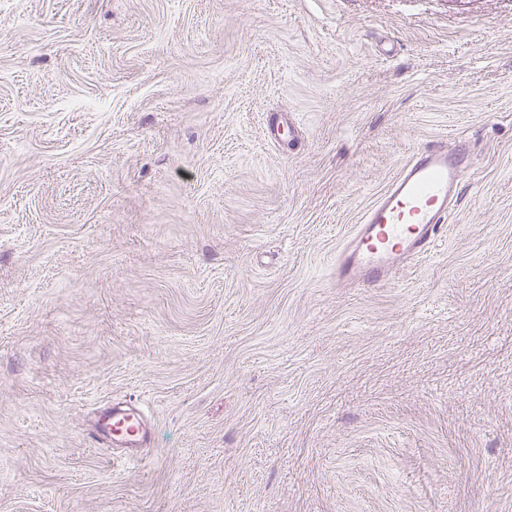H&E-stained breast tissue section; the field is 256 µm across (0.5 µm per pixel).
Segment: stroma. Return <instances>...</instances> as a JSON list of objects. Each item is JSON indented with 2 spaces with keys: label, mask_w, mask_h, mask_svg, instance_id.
Masks as SVG:
<instances>
[{
  "label": "stroma",
  "mask_w": 512,
  "mask_h": 512,
  "mask_svg": "<svg viewBox=\"0 0 512 512\" xmlns=\"http://www.w3.org/2000/svg\"><path fill=\"white\" fill-rule=\"evenodd\" d=\"M437 138L433 252L336 286ZM0 512H512V0H0ZM90 439L94 444L112 441L113 446L128 449L134 454L146 442V425L136 407H115L99 418L98 428Z\"/></svg>",
  "instance_id": "1"
}]
</instances>
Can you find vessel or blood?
Masks as SVG:
<instances>
[{
  "mask_svg": "<svg viewBox=\"0 0 512 512\" xmlns=\"http://www.w3.org/2000/svg\"><path fill=\"white\" fill-rule=\"evenodd\" d=\"M466 151L433 140L409 158L338 250L337 284L385 283L428 255L448 220ZM90 439L135 453L147 439L146 425L136 407H116L99 418Z\"/></svg>",
  "mask_w": 512,
  "mask_h": 512,
  "instance_id": "obj_1",
  "label": "vessel or blood"
}]
</instances>
